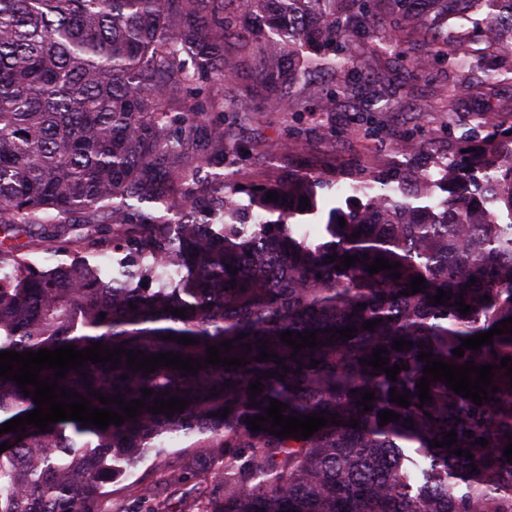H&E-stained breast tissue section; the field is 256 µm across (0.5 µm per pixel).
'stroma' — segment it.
Listing matches in <instances>:
<instances>
[{
	"label": "stroma",
	"mask_w": 512,
	"mask_h": 512,
	"mask_svg": "<svg viewBox=\"0 0 512 512\" xmlns=\"http://www.w3.org/2000/svg\"><path fill=\"white\" fill-rule=\"evenodd\" d=\"M449 27L457 37L456 62L431 61L417 78L379 53L377 37L350 38L347 49L360 63L361 75L349 97L337 99L327 112L318 106L335 80L329 72L292 85L285 112L227 115L221 100H214L210 118L223 120L238 149L226 156L225 172L235 173L242 184L271 186L297 172L322 177L316 207L297 218L317 241L332 209L365 204V197L348 189L353 178L384 174L402 164L423 168L437 153L458 155L469 144L464 118L490 113L499 122L512 123V82L489 78L490 71L512 68V40L500 41L495 55L484 57L460 21H450ZM25 257L38 271L75 263L97 265L106 273L112 269L111 255L72 246L61 250L37 235L30 238ZM164 445V451L145 454L133 477L114 480V512H137L146 488L170 497L163 483L167 472L211 473L216 468L208 449L190 448L181 436L165 439Z\"/></svg>",
	"instance_id": "stroma-1"
}]
</instances>
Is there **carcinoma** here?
Listing matches in <instances>:
<instances>
[{
	"label": "carcinoma",
	"instance_id": "1",
	"mask_svg": "<svg viewBox=\"0 0 512 512\" xmlns=\"http://www.w3.org/2000/svg\"><path fill=\"white\" fill-rule=\"evenodd\" d=\"M377 2L0 0V352L100 342L203 363L208 347L229 342L233 348L221 356L250 361L195 374L162 366L145 375L126 368L123 355L117 370L112 360L87 363L84 378L68 371L59 386L93 407L121 412L91 390L127 402L144 389L153 394L119 426L67 420L41 433L28 425L20 442L15 432L0 433V445H12L0 453V512H112L105 459L134 466L170 431L199 437L196 447L224 459L214 473L223 494L202 486L185 512H512L506 369L492 370L499 391L487 389L492 400L480 406L442 381L430 383L432 402L422 405L417 395L427 365L418 360L422 352L458 366L512 357L508 333L461 358L452 353L463 339L512 318V154L499 157L512 147V125L477 115L487 135L454 159L437 156L431 170L399 167L355 181L351 188L366 204L331 211L320 242L292 222L303 212L300 199L314 203L307 176L233 193L200 177L203 168L224 165L227 132L209 124L208 108L211 86L232 78L227 44L257 55L258 67L256 94L224 100V111L254 112L267 101L286 112L287 87L327 69L358 67L339 45L376 22ZM390 2L396 21L380 38L389 55L401 58L409 25L431 31L428 49L408 60L413 75L432 56L450 60L452 33L431 28L442 20L470 23L474 42L490 27L512 35V0ZM450 170L471 190L433 207L425 201L427 182ZM272 191L290 205L266 200ZM241 193L249 203L236 198ZM495 202L511 222L495 221L486 209ZM82 211L99 221L72 222ZM37 233L62 247L122 249L135 270L120 269L107 281L85 264L34 271L21 240ZM347 254L358 256L348 268L341 260ZM377 258L399 264L401 278L370 274ZM418 275L425 279L420 292L402 295ZM472 278L477 283L466 287ZM155 281L161 287H145ZM439 289L452 293L448 304L432 301ZM461 299L471 312L459 311ZM174 308L187 309V318L171 314ZM377 319L374 330L363 329ZM348 326L354 338L334 334ZM286 331H315L318 346L293 358L280 341ZM401 337L413 346L393 349ZM261 340L282 364L254 360ZM378 347L388 366H407L394 382L364 363ZM271 371L277 376L264 378ZM257 379L265 388L252 406L248 387ZM392 387L411 392L409 407L390 401ZM365 391L375 392L369 412L357 406ZM175 395L189 401L183 412L152 413L156 398ZM272 398L288 405L286 417L322 411L341 424L329 422L306 440L272 435L267 421L250 430L247 417L266 414ZM35 408L0 377V428ZM385 410L400 419L379 425ZM352 419L358 427L347 426ZM452 430L456 443L433 447ZM459 448L473 458L454 454Z\"/></svg>",
	"mask_w": 512,
	"mask_h": 512
}]
</instances>
